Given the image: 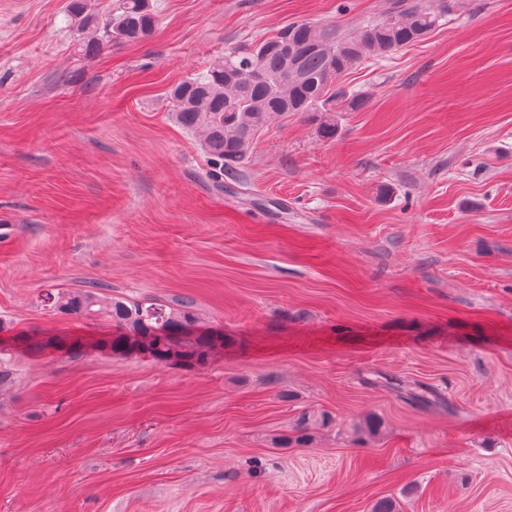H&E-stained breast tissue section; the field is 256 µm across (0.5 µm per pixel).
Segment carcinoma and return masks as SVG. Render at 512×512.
Here are the masks:
<instances>
[{
	"mask_svg": "<svg viewBox=\"0 0 512 512\" xmlns=\"http://www.w3.org/2000/svg\"><path fill=\"white\" fill-rule=\"evenodd\" d=\"M66 15L81 55L98 53L106 41L139 42L158 24L149 0H68ZM440 20V13L412 4L351 34L334 26L319 30L307 22L291 23L174 85L168 92L172 117L199 136L209 179L222 191L224 180H238L256 134L290 112L310 114L320 137L336 136V114L359 107L358 99L336 87L339 77L363 60L424 39ZM46 298L59 313L111 321L117 335L97 344L114 356L129 355L131 337L142 345L140 357L166 364L175 356L195 367L205 365L224 344L223 334L198 326L183 303L128 300L91 290H59ZM169 336L185 340L172 346Z\"/></svg>",
	"mask_w": 512,
	"mask_h": 512,
	"instance_id": "1",
	"label": "carcinoma"
}]
</instances>
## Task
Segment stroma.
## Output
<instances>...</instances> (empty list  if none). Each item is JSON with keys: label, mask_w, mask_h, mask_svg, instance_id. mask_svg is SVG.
Instances as JSON below:
<instances>
[{"label": "stroma", "mask_w": 512, "mask_h": 512, "mask_svg": "<svg viewBox=\"0 0 512 512\" xmlns=\"http://www.w3.org/2000/svg\"><path fill=\"white\" fill-rule=\"evenodd\" d=\"M420 2L440 26L341 76L364 104L334 139L289 113L221 192L170 87L401 0H153L152 34L91 57L67 0H0L10 335H112L61 288L183 299L224 335L202 368L15 356L0 512H512V0Z\"/></svg>", "instance_id": "35a3bbf8"}]
</instances>
